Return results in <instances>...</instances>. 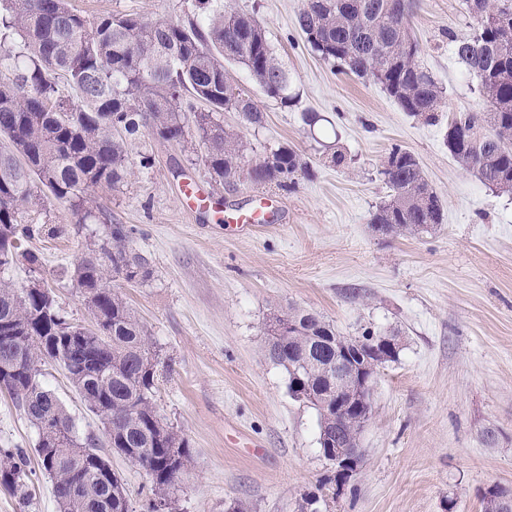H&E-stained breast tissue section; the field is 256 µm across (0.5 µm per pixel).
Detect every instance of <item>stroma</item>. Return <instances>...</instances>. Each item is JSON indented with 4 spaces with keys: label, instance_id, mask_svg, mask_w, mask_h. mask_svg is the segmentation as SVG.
<instances>
[{
    "label": "stroma",
    "instance_id": "stroma-1",
    "mask_svg": "<svg viewBox=\"0 0 512 512\" xmlns=\"http://www.w3.org/2000/svg\"><path fill=\"white\" fill-rule=\"evenodd\" d=\"M254 15L290 80V103L267 97L240 65L228 73L259 105L261 125L224 113V126L262 161L292 147L309 173L295 190L243 180L220 186L176 144L142 132L128 145L130 175L94 195L150 263L149 280L113 286L126 297L158 354L155 403L189 441L193 465L173 492L175 512H483L482 492L512 488V195L485 187L450 156L446 123L404 112L380 86L340 73L302 37L305 0H234ZM87 18L129 14L181 19L194 0H71ZM463 0H416L410 27L419 63L447 94L453 112H478L477 81L458 62L449 31H468ZM320 117L307 126L304 113ZM418 159L438 193L444 221L419 235L381 238L369 220L389 190L380 170L392 145ZM342 150L344 165L330 156ZM222 199L226 214L273 196L276 222L252 232L185 210L181 182ZM39 232L25 243L42 261L18 264L20 285L43 281L72 322L91 316L70 276L105 224H78L66 204L41 191L22 213ZM317 312L345 337L365 330L395 336L399 352L380 370L371 419L360 436L357 473L343 487L318 444V413L289 392L287 371L267 354L270 315ZM41 382L74 417L79 436L103 433L57 365ZM37 433L0 393V448L33 452ZM132 512H146L150 482L111 456ZM32 499L0 490V512H59L52 482L32 460Z\"/></svg>",
    "mask_w": 512,
    "mask_h": 512
}]
</instances>
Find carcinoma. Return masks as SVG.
I'll use <instances>...</instances> for the list:
<instances>
[{
    "label": "carcinoma",
    "instance_id": "1",
    "mask_svg": "<svg viewBox=\"0 0 512 512\" xmlns=\"http://www.w3.org/2000/svg\"><path fill=\"white\" fill-rule=\"evenodd\" d=\"M414 0H307L298 17L306 42L325 62L367 78L401 108L430 124L445 104L444 88L418 63L421 48L409 18ZM470 31L448 30L455 57L478 82L484 112L448 119V152L486 187L512 193V0H465ZM249 72L269 97L286 103L289 80L266 31L231 0H195L183 20L146 21L107 15L89 21L69 0H0V367L25 361V369L0 377L15 405L39 428L46 416L60 423L66 443L38 431L35 452L53 481L60 512H130L124 483L100 453L98 440L80 439L62 402L40 379L41 365L61 366L93 413H111L106 434L112 453L143 469L151 482V509L172 508L171 492L192 464L188 441L160 415L153 400L156 354L147 332L107 269L127 282L145 280L147 260L129 247L123 226L98 208L92 192L118 188L127 174L129 141L143 129L182 145L193 113L201 162L214 181L295 188L306 164L280 147L255 165L246 144L220 120L237 112L247 125L263 113L234 86L224 61ZM66 85L77 99L60 93ZM202 103L206 110L195 111ZM390 198L369 224L374 233L418 235L443 223V207L418 161L394 146L382 166ZM66 203L77 223L110 225V237L89 247L73 272V286L94 318L87 327L68 321L48 291L17 286L3 277L23 258L29 271L39 255L20 250L35 230L22 224L33 187ZM270 358L298 375L304 397L319 415V437L335 451L352 448L364 428L355 413L336 415L330 399L353 385L336 379L344 345L336 328L316 312L291 308L267 324ZM28 456L0 449V488L30 498Z\"/></svg>",
    "mask_w": 512,
    "mask_h": 512
}]
</instances>
